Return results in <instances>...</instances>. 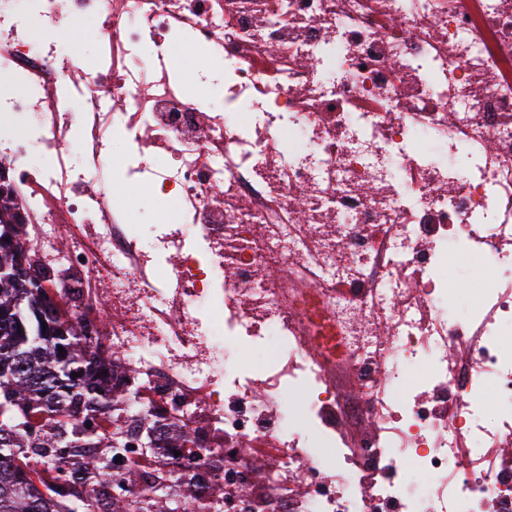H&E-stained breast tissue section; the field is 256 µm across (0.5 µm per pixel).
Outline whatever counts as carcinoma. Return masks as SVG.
<instances>
[{
    "mask_svg": "<svg viewBox=\"0 0 512 512\" xmlns=\"http://www.w3.org/2000/svg\"><path fill=\"white\" fill-rule=\"evenodd\" d=\"M35 256L26 225L0 212V269L29 271ZM43 314L38 294L0 276V512H201L214 486L185 485L158 464L135 471L138 494L113 498L112 483L124 476L112 470V449L143 385L119 355L98 353L76 310L63 307L51 326ZM90 420L98 428H86ZM142 423L171 448L190 443L149 414Z\"/></svg>",
    "mask_w": 512,
    "mask_h": 512,
    "instance_id": "1",
    "label": "carcinoma"
}]
</instances>
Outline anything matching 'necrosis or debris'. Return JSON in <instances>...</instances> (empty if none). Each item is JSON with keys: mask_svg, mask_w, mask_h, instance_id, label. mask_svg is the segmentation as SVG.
<instances>
[{"mask_svg": "<svg viewBox=\"0 0 512 512\" xmlns=\"http://www.w3.org/2000/svg\"><path fill=\"white\" fill-rule=\"evenodd\" d=\"M3 206L248 512H512V0H0ZM456 241L492 270L461 317ZM95 28L94 21H88L85 25L76 30H71L68 35L69 46L77 44L81 48V53L84 55H91L94 52V38L93 30ZM110 190L112 194L124 195L133 200L131 222L139 225L141 237L147 240L153 230L158 202L143 185L128 182L115 185L111 183Z\"/></svg>", "mask_w": 512, "mask_h": 512, "instance_id": "4bbe7bcc", "label": "necrosis or debris"}]
</instances>
